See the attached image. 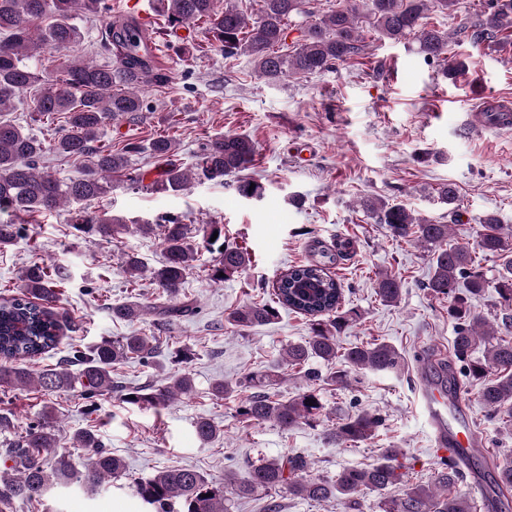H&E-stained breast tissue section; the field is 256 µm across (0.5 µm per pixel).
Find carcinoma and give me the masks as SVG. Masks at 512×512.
<instances>
[{
  "label": "carcinoma",
  "mask_w": 512,
  "mask_h": 512,
  "mask_svg": "<svg viewBox=\"0 0 512 512\" xmlns=\"http://www.w3.org/2000/svg\"><path fill=\"white\" fill-rule=\"evenodd\" d=\"M306 0H258L254 20L239 8L237 0H157L158 12L165 17L166 32L177 35L190 23L204 22L226 57H252L260 77L271 81L322 73L340 63L363 64L366 44L363 26L400 42L410 37L420 54L428 60H447L448 33L425 22L427 13L437 7L448 10L457 0H343L321 18L301 28L300 37L287 44L288 19L304 14ZM106 9L105 0H0V112L27 95L28 108L38 117L51 119L65 115V124L50 139H40L12 120H0V250L14 245L21 235L17 220L25 215L50 212L63 203L79 204L102 199L112 192V181L124 175L139 186L143 177L128 174L131 154L146 153L161 169L153 190L178 192L195 179L222 181L229 176L237 193L259 199L264 186L241 175L256 153L247 135H220L208 140L196 155L191 168L177 159L176 142L159 135L144 144L129 140L114 153L112 146L99 144L103 127L110 120H137L145 104L139 95L141 84L167 83L168 76L154 68L147 41L151 36L133 35L134 19L122 17L101 29L98 53L110 59L104 65L73 63L56 71H37L26 59L47 50L66 48L82 39L73 22L75 13L98 17ZM459 39L475 46L512 43V0H489L486 14H467L456 30ZM49 154L77 163L76 173L60 179L40 168ZM437 200L450 207L458 200L455 184L441 183L434 189ZM358 206L376 224L385 227L395 240L412 239L428 253L430 271L426 288L430 294L448 302V317L454 322L453 357L440 364L441 381L455 385L457 374L478 387V399L487 415L502 432L512 435V336H498L494 327L476 313L475 303L492 291L506 311L502 322L512 318V225L485 215L477 231L476 247L452 245L450 224H437L416 217L401 204L388 203L377 196H362ZM75 227L110 241L130 227L107 212L95 218L76 213ZM144 234L159 231L164 246V261L149 271L150 280L162 291L169 304L156 309L159 325L166 327L186 315L189 306L178 296L197 250L190 241L188 225L177 218L162 224H137ZM223 233L219 224L202 227L203 247L217 253L211 276L230 279L249 262L248 253L225 244L214 233ZM347 243L336 242V252L320 250L321 260L290 266L274 287L269 302L244 305L232 311L227 322L239 331L273 323L279 309H287L308 319L311 336L288 345V365L303 373L305 387L289 399H274L268 393L281 379L275 370L253 371L234 383L217 380L213 396L222 399L234 389L244 387L253 395L240 406L239 414L248 422H273L283 430L300 423L319 421L325 406L317 384L348 383V370L369 369L387 373L396 369L400 354L386 342L340 347L338 334L359 319L353 308H344L341 284L329 275L327 266L347 256ZM492 258L494 269L484 270L480 258ZM122 268L131 278L141 275L145 266L135 253L122 257ZM65 272L34 261L22 276V292L0 300V383L17 389L36 388L47 395H63L81 385L84 393L103 395L114 390L124 393L129 403L158 410L175 397L192 391L186 374L166 377L167 383L124 391L112 379V365L129 359L153 357L157 346L143 336H123L103 340L86 352H75L54 368L34 371L30 362L54 350L63 333L61 317L54 311L56 287ZM376 295L387 305L402 296V282L391 273L376 281ZM112 318L136 321L151 308L136 300L109 306ZM484 347L483 355L472 356ZM332 364L344 368L324 378L310 363ZM80 366L73 373L71 364ZM382 418L363 411L340 419L329 433L339 445L363 443L376 436ZM78 447L90 453L83 475L69 456L56 453L57 435L53 408L44 407L38 424L28 427L0 452L4 461L13 462L11 472L0 474V507L16 501L40 502L55 485L77 481L92 488L124 473L125 462L105 449L91 430L75 437ZM404 453L399 448H384L378 458L365 467L341 470L335 478L309 474L306 457L298 454L262 459L250 466L247 475L217 483L190 467H169L136 482V491L149 512H231L233 499L248 498L259 491L283 488L288 495L314 502L339 501L348 509L359 506L358 497L366 493L379 496L381 512H473L468 497L457 486L462 472L454 462L441 463L427 485L409 488L403 497L388 499L384 492L403 477ZM494 484L512 489V454L497 463Z\"/></svg>",
  "instance_id": "1"
}]
</instances>
